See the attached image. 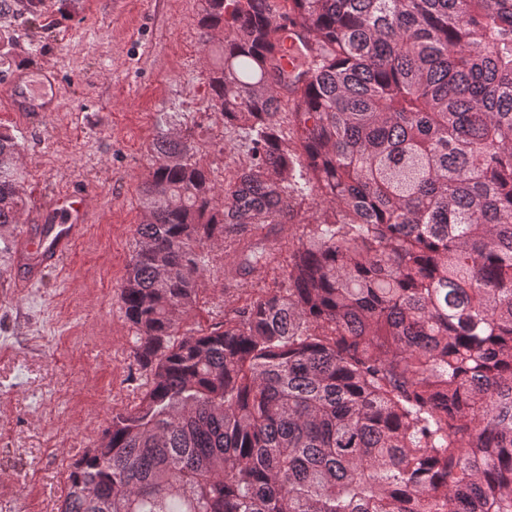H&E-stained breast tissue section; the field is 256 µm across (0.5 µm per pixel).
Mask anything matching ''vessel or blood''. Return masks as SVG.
I'll return each instance as SVG.
<instances>
[{"mask_svg":"<svg viewBox=\"0 0 512 512\" xmlns=\"http://www.w3.org/2000/svg\"><path fill=\"white\" fill-rule=\"evenodd\" d=\"M59 89L54 72H24L13 77L7 101L16 112H46L50 109L49 96L58 95ZM89 197L86 191H66L53 199V223L35 226L26 238L22 281H34L43 269L65 264L74 243L95 220Z\"/></svg>","mask_w":512,"mask_h":512,"instance_id":"b4317fda","label":"vessel or blood"}]
</instances>
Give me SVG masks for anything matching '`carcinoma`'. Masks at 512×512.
<instances>
[{
    "label": "carcinoma",
    "instance_id": "cac0c4a2",
    "mask_svg": "<svg viewBox=\"0 0 512 512\" xmlns=\"http://www.w3.org/2000/svg\"><path fill=\"white\" fill-rule=\"evenodd\" d=\"M197 25L251 155L220 196L188 138L153 142L119 286L145 390L58 512H512V0H201ZM20 150L0 131V229ZM296 205L282 286L183 329L205 247Z\"/></svg>",
    "mask_w": 512,
    "mask_h": 512
}]
</instances>
